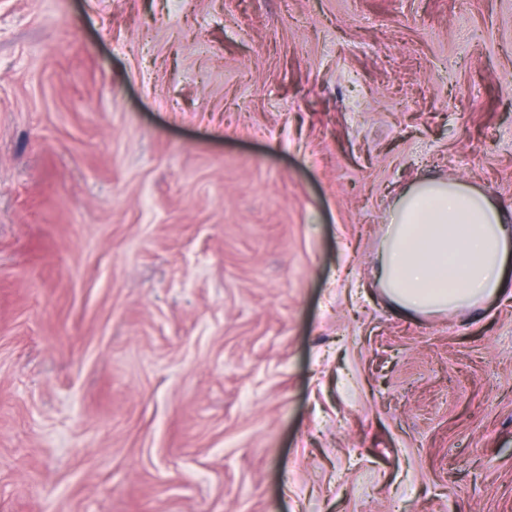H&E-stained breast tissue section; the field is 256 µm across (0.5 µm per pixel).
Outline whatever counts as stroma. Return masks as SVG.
Wrapping results in <instances>:
<instances>
[{
    "mask_svg": "<svg viewBox=\"0 0 512 512\" xmlns=\"http://www.w3.org/2000/svg\"><path fill=\"white\" fill-rule=\"evenodd\" d=\"M425 176L512 213V0H0V512H512V298L374 283Z\"/></svg>",
    "mask_w": 512,
    "mask_h": 512,
    "instance_id": "obj_1",
    "label": "stroma"
}]
</instances>
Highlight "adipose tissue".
Returning <instances> with one entry per match:
<instances>
[{
    "label": "adipose tissue",
    "instance_id": "1",
    "mask_svg": "<svg viewBox=\"0 0 512 512\" xmlns=\"http://www.w3.org/2000/svg\"><path fill=\"white\" fill-rule=\"evenodd\" d=\"M378 284L404 314L464 311L512 289V221L483 192L423 179L394 202Z\"/></svg>",
    "mask_w": 512,
    "mask_h": 512
}]
</instances>
